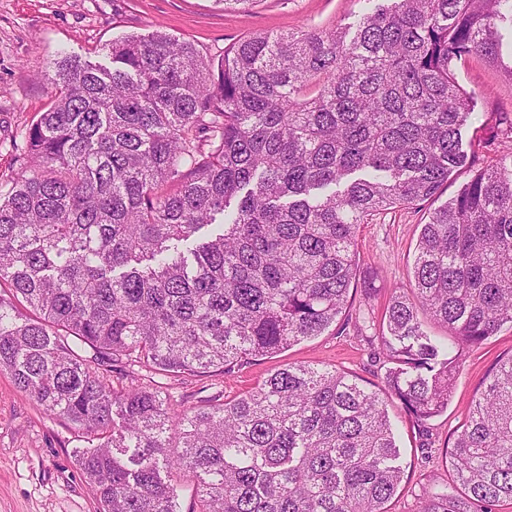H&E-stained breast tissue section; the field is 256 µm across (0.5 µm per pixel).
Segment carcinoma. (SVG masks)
<instances>
[{
	"label": "carcinoma",
	"mask_w": 512,
	"mask_h": 512,
	"mask_svg": "<svg viewBox=\"0 0 512 512\" xmlns=\"http://www.w3.org/2000/svg\"><path fill=\"white\" fill-rule=\"evenodd\" d=\"M506 23L512 0H389L353 31L256 33L217 64L161 32L114 40L106 64L56 53L54 100L0 182V371L84 431L99 512H180L163 471L195 482L198 512H388L402 480L388 402L439 415L463 348L512 324V154L468 161L476 92L455 77L476 55L512 79ZM464 167L387 305L382 392L303 364L193 410L110 383L121 357L228 373L321 335L350 302L363 218ZM449 455L452 482L428 481L418 512L512 503V355Z\"/></svg>",
	"instance_id": "obj_1"
}]
</instances>
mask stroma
Returning a JSON list of instances; mask_svg holds the SVG:
<instances>
[{
    "mask_svg": "<svg viewBox=\"0 0 512 512\" xmlns=\"http://www.w3.org/2000/svg\"><path fill=\"white\" fill-rule=\"evenodd\" d=\"M373 8L372 0H259L247 13L224 9L215 0H0V182L14 177L22 132L54 98L45 74L59 50L97 62L113 39L159 31L218 60L252 34L346 28ZM456 76L465 89L480 92L462 131V148L476 165L490 164L512 151V130L496 122L499 109L512 110V78L479 57L457 66ZM468 178V170H459L437 196L370 216L361 225L359 275L350 305L321 335L228 374L174 377L127 364L113 372V386L133 381L157 388L189 409L241 395L292 363L332 367L361 379L370 390L382 389L388 364L373 339L388 302L413 279L422 224ZM511 354L508 324L482 345L466 348L447 410L425 424L409 420L398 402L389 403L403 470L389 512H416L423 484L449 479L445 451L490 369ZM85 445L74 425L48 416L10 374L0 372V512H99L76 462V449Z\"/></svg>",
    "mask_w": 512,
    "mask_h": 512,
    "instance_id": "1",
    "label": "stroma"
}]
</instances>
